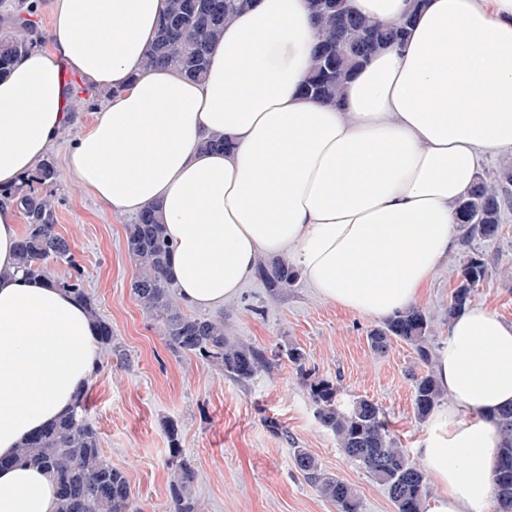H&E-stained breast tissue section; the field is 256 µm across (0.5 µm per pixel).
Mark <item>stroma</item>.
Returning a JSON list of instances; mask_svg holds the SVG:
<instances>
[{
  "label": "stroma",
  "instance_id": "obj_1",
  "mask_svg": "<svg viewBox=\"0 0 512 512\" xmlns=\"http://www.w3.org/2000/svg\"><path fill=\"white\" fill-rule=\"evenodd\" d=\"M53 8L54 0H37L31 14L21 0H0V38L14 35L27 18L37 36L47 39ZM66 85L71 119L48 152L60 170L50 188L56 229L70 240L87 290L129 357L128 366H107L91 377L86 391L102 450L127 472L138 512L168 510L166 431L172 424L197 475L200 512H337L295 468L297 448L355 488L360 512H394L385 487L345 458L335 436L320 425L308 389L288 365L260 370L242 384L170 352L131 296L135 267L125 227L133 216L105 209L62 171L74 138L109 93L72 74ZM477 247L489 258L492 273L475 301L512 321V212L499 236L478 241ZM459 258L456 252L449 255L418 302L431 316L434 350L448 338V301ZM217 313L230 335L247 344L268 351L284 344L300 347L309 368L335 382L340 408L360 397L371 399L388 416L401 447L415 454L427 428L412 408V376L422 367L406 343H391L381 354L371 350L367 334L377 319L324 301L302 277L277 294L252 279Z\"/></svg>",
  "mask_w": 512,
  "mask_h": 512
}]
</instances>
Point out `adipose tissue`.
<instances>
[{"instance_id":"1","label":"adipose tissue","mask_w":512,"mask_h":512,"mask_svg":"<svg viewBox=\"0 0 512 512\" xmlns=\"http://www.w3.org/2000/svg\"><path fill=\"white\" fill-rule=\"evenodd\" d=\"M167 0H56L50 48L0 76V188L18 186L67 126L63 71L116 88L65 158L122 215L157 209L181 300L236 298L261 254L317 295L377 319L418 301L458 235L456 204L487 157L512 152V0H425L403 48L376 53L339 105L302 94L318 29L309 0H256L224 28L207 76L144 71ZM224 137L219 152L204 149ZM20 229L0 203V512H54L20 443L67 411L98 359L95 326L64 291L16 271ZM448 403L419 455L426 512H487L512 405V323L473 305L434 364Z\"/></svg>"}]
</instances>
